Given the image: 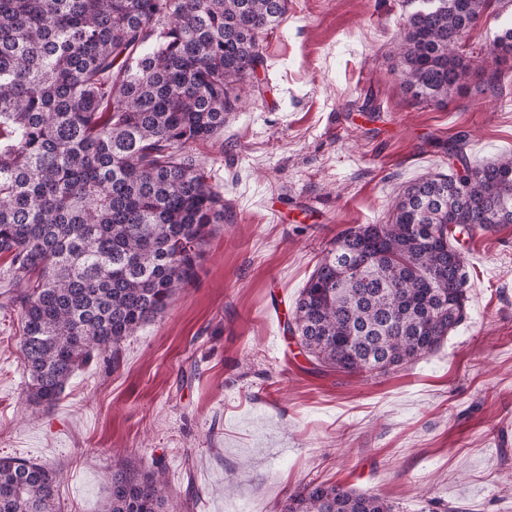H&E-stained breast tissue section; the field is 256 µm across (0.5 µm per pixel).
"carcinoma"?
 Instances as JSON below:
<instances>
[{"label":"carcinoma","mask_w":512,"mask_h":512,"mask_svg":"<svg viewBox=\"0 0 512 512\" xmlns=\"http://www.w3.org/2000/svg\"><path fill=\"white\" fill-rule=\"evenodd\" d=\"M397 55L407 90L445 104L471 70L462 36L501 0H420ZM288 0H0V258L21 315L27 400L50 409L93 357L162 317L228 217L194 153L217 142L260 36ZM512 81V24L490 49ZM448 140L446 174L409 184L384 224L342 231L296 304L299 354L349 374L436 351L467 319L457 235L512 224V155L474 164ZM56 472L0 458V512H59ZM103 512H166L163 470L112 467ZM283 512H393L379 496L308 485Z\"/></svg>","instance_id":"carcinoma-1"}]
</instances>
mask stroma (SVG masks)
<instances>
[{
	"label": "stroma",
	"mask_w": 512,
	"mask_h": 512,
	"mask_svg": "<svg viewBox=\"0 0 512 512\" xmlns=\"http://www.w3.org/2000/svg\"><path fill=\"white\" fill-rule=\"evenodd\" d=\"M409 0H288L260 39L222 141L198 158L232 218L196 282L80 369L49 410L27 401L20 316L0 307V457L58 471L61 512H101L113 460L163 467L169 512H282L315 482L379 495L393 512H512V224L464 243L467 319L434 353L383 375L316 369L276 334L338 233L381 224L412 180L512 154V87L478 71L512 0L463 40L475 76L436 107L407 92L397 40Z\"/></svg>",
	"instance_id": "obj_1"
}]
</instances>
